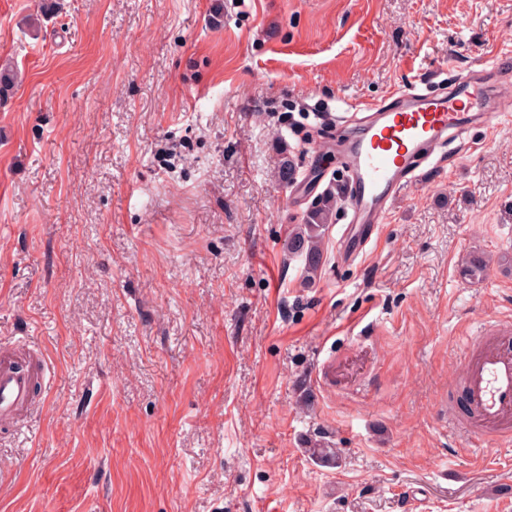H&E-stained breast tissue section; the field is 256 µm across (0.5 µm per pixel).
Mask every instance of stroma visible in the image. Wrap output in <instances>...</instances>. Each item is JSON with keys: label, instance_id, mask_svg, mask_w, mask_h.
Segmentation results:
<instances>
[{"label": "stroma", "instance_id": "stroma-1", "mask_svg": "<svg viewBox=\"0 0 512 512\" xmlns=\"http://www.w3.org/2000/svg\"><path fill=\"white\" fill-rule=\"evenodd\" d=\"M502 47L512 0H0V340L49 367L0 425V512H512V445L441 407L512 318V118L355 264L334 218L312 277L277 177L285 144L343 184L316 147L347 105Z\"/></svg>", "mask_w": 512, "mask_h": 512}]
</instances>
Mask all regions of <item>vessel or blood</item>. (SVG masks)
Wrapping results in <instances>:
<instances>
[{
	"label": "vessel or blood",
	"mask_w": 512,
	"mask_h": 512,
	"mask_svg": "<svg viewBox=\"0 0 512 512\" xmlns=\"http://www.w3.org/2000/svg\"><path fill=\"white\" fill-rule=\"evenodd\" d=\"M394 106L367 105L357 135L343 153L348 178V224L342 234V258L365 255L400 187L433 156L436 148L462 139L473 125L490 126L503 111L491 92L458 74L447 92L393 94ZM469 349L463 386L483 432L512 439V322L492 320L480 336H466ZM44 361H29L0 342V421L8 422L30 406L35 381L44 379Z\"/></svg>",
	"instance_id": "vessel-or-blood-1"
}]
</instances>
